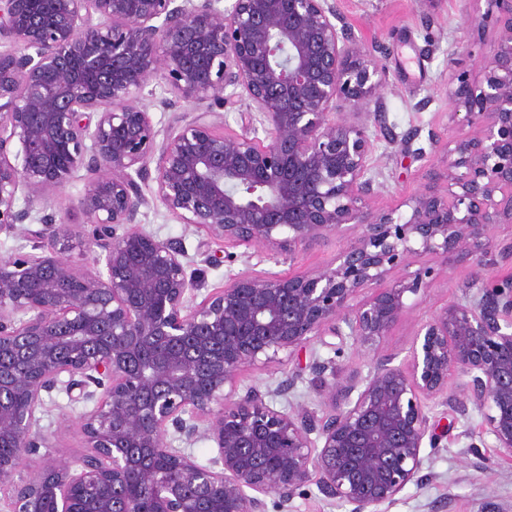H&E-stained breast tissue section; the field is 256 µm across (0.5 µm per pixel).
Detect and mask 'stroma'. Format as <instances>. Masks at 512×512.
Wrapping results in <instances>:
<instances>
[{
	"label": "stroma",
	"instance_id": "obj_1",
	"mask_svg": "<svg viewBox=\"0 0 512 512\" xmlns=\"http://www.w3.org/2000/svg\"><path fill=\"white\" fill-rule=\"evenodd\" d=\"M336 6L363 42L379 47L377 56L388 72L382 96L389 125L399 135L411 129L420 132L408 150L376 143L373 161L382 172L381 186L366 205L410 216V200L432 185L443 169L444 146L466 132L452 114L448 92L460 78L479 77L498 38L497 10L492 0H479L475 12L465 0H431L424 6L416 0H336ZM138 220L159 237L180 240L194 262H201L205 251L222 256L219 266L206 271L208 294L223 290L232 275L288 277L331 264L349 240L343 233L300 247L292 257L272 256L244 245L226 250L223 240L180 223L155 201L141 209ZM473 272L471 259L450 254L447 277L434 281L422 299L407 295L411 306L407 319L380 341L377 352L336 336H320L279 362L242 371L238 383L243 388L257 385L270 390L269 402L280 410H321L326 400L313 381V361H334L340 379L346 381L367 375L373 354L402 362L417 324L462 299ZM289 378L295 381L293 390L276 395L278 385ZM89 408V403L70 400L62 390L46 395L38 412L45 445L27 457L25 470L48 462L76 464L83 453L79 419ZM427 413L440 420L438 447L423 451L427 479L408 484L392 502L381 505L380 512H512V461L501 457L492 438L484 434L480 412L470 407L448 414L443 406L432 405ZM266 502L267 512H346L345 506L324 497L312 482L298 490L288 505H280L274 495Z\"/></svg>",
	"mask_w": 512,
	"mask_h": 512
}]
</instances>
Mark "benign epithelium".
Wrapping results in <instances>:
<instances>
[{
  "label": "benign epithelium",
  "instance_id": "7a95c632",
  "mask_svg": "<svg viewBox=\"0 0 512 512\" xmlns=\"http://www.w3.org/2000/svg\"><path fill=\"white\" fill-rule=\"evenodd\" d=\"M492 2L500 31L484 75L448 96L469 132L445 147L446 190L413 198L404 219L363 210L380 186L373 130L394 142L386 70L332 0H0V233L42 224L31 251L0 259L9 512H195L198 489L213 512H267V496L284 506L311 480L347 512H379L421 480L422 448L438 447L425 407H456L453 374L512 458V279L433 314L402 364L376 353L410 310L405 295L447 276L415 257L477 252L481 280L487 227L512 224V0ZM153 82L206 109L160 133L138 105ZM243 100L248 131L219 130V111ZM81 170L84 225L32 216ZM150 179L181 223L226 245L292 256L352 237L331 265L234 275L197 304L202 269L137 222ZM78 244L104 268H77L66 253ZM326 335L374 352L368 375L339 389L336 369L311 365L339 403L278 410L269 391L238 389L243 369ZM59 387L94 402L81 464L19 479L44 444L42 393ZM173 434L207 436L218 458L199 464Z\"/></svg>",
  "mask_w": 512,
  "mask_h": 512
}]
</instances>
